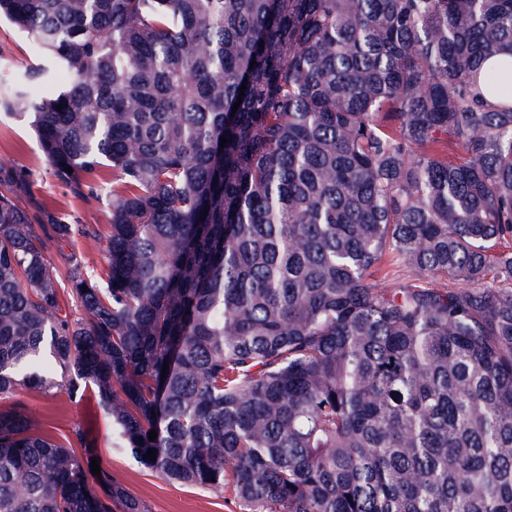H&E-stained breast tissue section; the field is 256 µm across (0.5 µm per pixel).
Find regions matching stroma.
Returning <instances> with one entry per match:
<instances>
[{
	"instance_id": "1",
	"label": "stroma",
	"mask_w": 512,
	"mask_h": 512,
	"mask_svg": "<svg viewBox=\"0 0 512 512\" xmlns=\"http://www.w3.org/2000/svg\"><path fill=\"white\" fill-rule=\"evenodd\" d=\"M37 62L38 55L30 40L8 21H1L0 83L13 81ZM0 164L23 175L25 186L18 194V201L35 226H42L51 218L58 223L90 227V234L76 233L61 242L54 239L46 242V256L55 268L63 303L71 314H78L63 258L74 257L89 275L104 279L105 258L98 238L109 228L110 191L87 197L62 184L42 155L28 123L1 111ZM51 377L54 385L49 390L22 388L0 395V410L22 401L37 431L78 453L84 447H91L101 469L111 472L139 498L147 512H241L231 494L171 482L138 463L125 449L115 446L112 418L90 391L70 392L71 377L61 370H53ZM79 429L85 433L81 441L75 435Z\"/></svg>"
}]
</instances>
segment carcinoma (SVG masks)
I'll return each mask as SVG.
<instances>
[{
  "instance_id": "carcinoma-1",
  "label": "carcinoma",
  "mask_w": 512,
  "mask_h": 512,
  "mask_svg": "<svg viewBox=\"0 0 512 512\" xmlns=\"http://www.w3.org/2000/svg\"><path fill=\"white\" fill-rule=\"evenodd\" d=\"M2 16L41 63L0 110L112 200L104 283L65 258L74 318L0 165L1 395L71 370L119 447L242 512H512V0ZM87 469L0 410V512H147Z\"/></svg>"
}]
</instances>
